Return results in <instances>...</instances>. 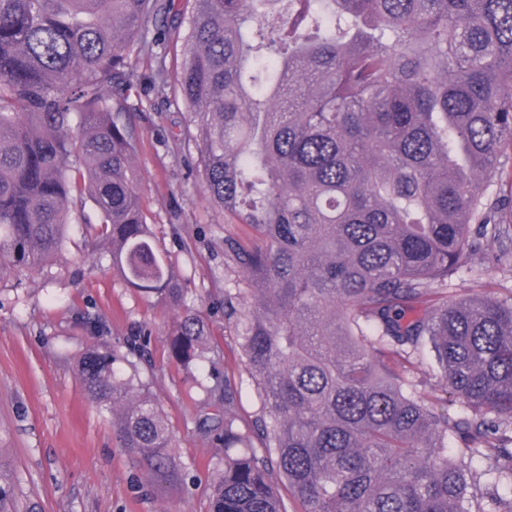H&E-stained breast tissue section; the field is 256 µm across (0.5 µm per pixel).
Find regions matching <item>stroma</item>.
Masks as SVG:
<instances>
[{
    "label": "stroma",
    "instance_id": "obj_1",
    "mask_svg": "<svg viewBox=\"0 0 512 512\" xmlns=\"http://www.w3.org/2000/svg\"><path fill=\"white\" fill-rule=\"evenodd\" d=\"M190 13L189 0H174L176 32L156 55L129 59L135 168L157 248L187 305L204 321L205 347L240 392L236 413L247 419L261 401L224 323V290L232 280L224 268V238L245 236L247 228L227 223L209 202L196 171L199 151L184 136L189 110L173 88L152 83L158 67L172 76L179 72ZM84 213L87 223L69 224L61 251L40 270L0 274V468L14 475L16 496L29 512H208L224 447L199 428L206 376L171 356L169 338L181 310L130 288L92 230L98 208L86 202ZM452 286L464 296L512 295V253H500L492 238L478 240ZM142 328L151 333L145 359L117 367L124 374L138 371L163 410L172 455L186 477L182 484L150 480L120 448L111 413L91 402L75 368L92 344L128 352Z\"/></svg>",
    "mask_w": 512,
    "mask_h": 512
}]
</instances>
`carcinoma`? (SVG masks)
<instances>
[{
	"mask_svg": "<svg viewBox=\"0 0 512 512\" xmlns=\"http://www.w3.org/2000/svg\"><path fill=\"white\" fill-rule=\"evenodd\" d=\"M173 2L0 0V272L53 258L87 197L125 282L183 306L171 352L201 370L123 119L130 55ZM276 2L193 0L176 76L209 200L253 232L224 237V321L262 408L242 422L229 379L207 390L211 512H283L273 466L300 512H512V297L446 289L474 226L512 212L489 191L512 162V0ZM427 351L468 417L412 392ZM119 359L80 354L89 399L153 480L184 481ZM14 493L0 469V512Z\"/></svg>",
	"mask_w": 512,
	"mask_h": 512,
	"instance_id": "1",
	"label": "carcinoma"
}]
</instances>
